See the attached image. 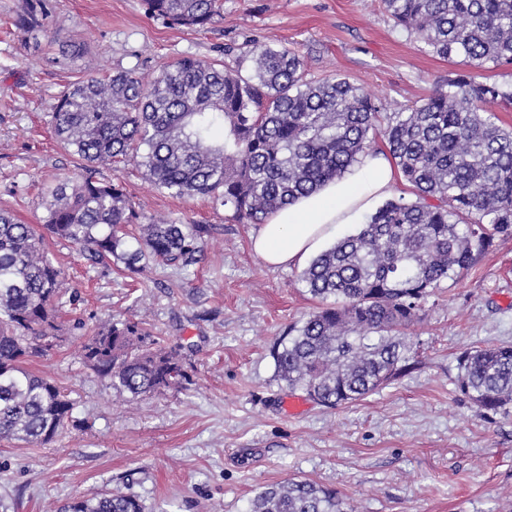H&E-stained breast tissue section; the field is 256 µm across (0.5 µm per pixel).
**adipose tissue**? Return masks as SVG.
<instances>
[{
	"instance_id": "1",
	"label": "adipose tissue",
	"mask_w": 512,
	"mask_h": 512,
	"mask_svg": "<svg viewBox=\"0 0 512 512\" xmlns=\"http://www.w3.org/2000/svg\"><path fill=\"white\" fill-rule=\"evenodd\" d=\"M396 181L383 154L363 158L341 178L270 215L253 239V249L272 267L302 263L336 232L337 225L355 223L387 196Z\"/></svg>"
}]
</instances>
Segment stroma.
<instances>
[{
  "label": "stroma",
  "mask_w": 512,
  "mask_h": 512,
  "mask_svg": "<svg viewBox=\"0 0 512 512\" xmlns=\"http://www.w3.org/2000/svg\"><path fill=\"white\" fill-rule=\"evenodd\" d=\"M25 3L0 0V208L26 224L45 222L46 184L78 174L51 121L80 79L147 78L183 57L233 68L273 39L301 55L307 79L345 75L397 112L456 69L396 26L382 0H222L204 30L152 16L144 0H43V27L22 32L13 21ZM64 42L81 54L61 52ZM97 176L119 178L145 214L211 228L196 265L134 276L46 241L87 327L113 315L146 322L180 348L189 380L130 401L83 366L82 336L63 330L27 367L56 381L73 417L48 445L0 443V512H48L116 486L146 512H246L256 487L293 477L337 489L355 512H512V418L485 416L455 383L461 351L512 343V236L477 252L459 281L441 283L409 330L400 376L362 401L327 409L308 399L292 415L294 392L270 349L316 305L300 267L267 266L252 248L257 225L157 190L136 165L102 166Z\"/></svg>",
  "instance_id": "35a3bbf8"
}]
</instances>
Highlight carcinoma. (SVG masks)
Listing matches in <instances>:
<instances>
[{
    "mask_svg": "<svg viewBox=\"0 0 512 512\" xmlns=\"http://www.w3.org/2000/svg\"><path fill=\"white\" fill-rule=\"evenodd\" d=\"M150 14L204 29L220 0H145ZM385 11L467 71L448 75L407 112H386L348 78L304 79L300 56L273 41L249 51L244 76L185 57L150 80L131 72L74 83L52 116L56 142L83 174L49 187L42 229L0 209V441L47 445L72 419L73 403L49 377L25 367L59 337L62 269L46 237L68 241L95 264L142 273L185 269L202 257L206 224L149 218L119 181L96 169L134 161L154 188L207 198L262 224L298 197L344 175L369 154L382 128L415 199L388 200L358 232L312 259L300 280L319 301L272 347L277 375L326 408L378 391L406 367L409 329L441 282L456 280L475 252L512 234V130L486 108L512 91L478 82L472 69L512 65V0H383ZM41 0L14 25L40 26ZM84 364L136 400L187 381L181 354L140 321L111 319L86 334ZM456 386L483 413L512 416V345L457 357ZM53 512H146L120 487ZM248 512H352L340 492L290 478L257 489Z\"/></svg>",
    "mask_w": 512,
    "mask_h": 512,
    "instance_id": "obj_1",
    "label": "carcinoma"
}]
</instances>
